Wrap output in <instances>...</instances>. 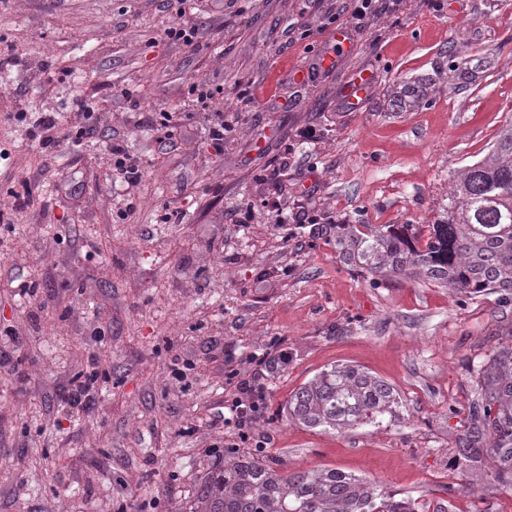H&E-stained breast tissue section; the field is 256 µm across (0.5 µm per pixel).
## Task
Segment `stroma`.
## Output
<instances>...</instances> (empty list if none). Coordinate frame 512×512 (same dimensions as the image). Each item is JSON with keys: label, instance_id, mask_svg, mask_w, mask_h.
Instances as JSON below:
<instances>
[{"label": "stroma", "instance_id": "1", "mask_svg": "<svg viewBox=\"0 0 512 512\" xmlns=\"http://www.w3.org/2000/svg\"><path fill=\"white\" fill-rule=\"evenodd\" d=\"M354 8L0 0V51L13 54L0 69V350L23 368L0 366V512H192L225 449L259 446L287 472L337 469L434 505L512 512V489L455 461L481 370L512 341V301L371 283L340 262L332 230L429 233L458 171L512 123V0ZM179 22L198 27L195 48L165 41ZM336 25L350 45L323 72ZM275 87L287 107L244 97ZM417 87L427 95L408 105ZM89 121L98 136L77 139ZM114 140L140 164L137 185L118 175ZM18 194L28 205L14 214ZM301 206L313 223L295 221ZM283 347L290 362L269 368L241 433L227 379ZM334 363L397 390L390 427L288 421L293 390ZM92 370L94 407L71 415L60 394Z\"/></svg>", "mask_w": 512, "mask_h": 512}]
</instances>
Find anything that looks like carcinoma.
I'll use <instances>...</instances> for the list:
<instances>
[{"instance_id":"cac0c4a2","label":"carcinoma","mask_w":512,"mask_h":512,"mask_svg":"<svg viewBox=\"0 0 512 512\" xmlns=\"http://www.w3.org/2000/svg\"><path fill=\"white\" fill-rule=\"evenodd\" d=\"M413 224H338L340 260L372 282L417 276L453 293H498L512 300V124L466 166L425 247ZM399 394L350 364H331L289 396L288 419L308 428H380L397 415ZM456 448L462 467L512 487V342L482 369ZM398 493L336 469L284 473L254 454L226 453L211 470L194 512H428Z\"/></svg>"}]
</instances>
